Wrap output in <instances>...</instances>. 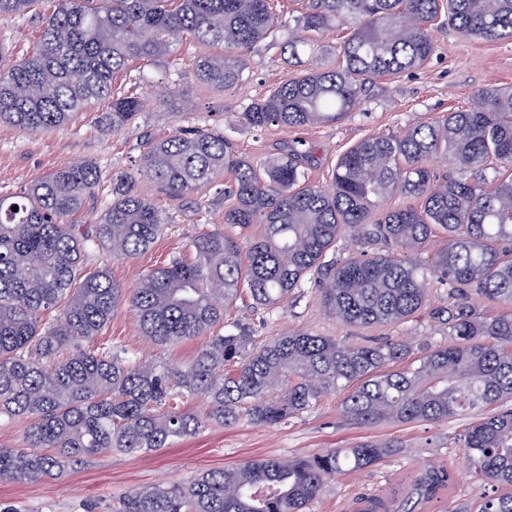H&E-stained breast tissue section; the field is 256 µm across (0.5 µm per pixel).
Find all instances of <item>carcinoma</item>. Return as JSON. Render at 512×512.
<instances>
[{
  "label": "carcinoma",
  "mask_w": 512,
  "mask_h": 512,
  "mask_svg": "<svg viewBox=\"0 0 512 512\" xmlns=\"http://www.w3.org/2000/svg\"><path fill=\"white\" fill-rule=\"evenodd\" d=\"M38 2L0 0V17ZM52 2L53 11L37 16L40 37L30 51L14 60L0 47V124L49 130L106 101L99 123L122 132L141 110L138 97L113 87L130 64L170 58L189 35L220 49L197 58L196 78L228 87L284 27L270 0ZM443 10L465 36L512 41V0H308L284 49L296 60L312 57L311 35L347 21L341 66L308 65L242 118L256 128L343 120L368 84L433 55L431 22ZM439 153L457 175L429 168ZM225 171L233 179L216 190L232 200L224 227L200 229L191 258L174 255L132 287L105 268L82 266L89 244L131 260L170 224L166 210L135 190L131 174L112 173V200L89 231L74 216L106 183L93 161L0 195V420L27 421L26 447L0 448V481L38 483L112 452L148 455L244 416L274 426L344 391L342 413L363 426L478 415L460 435L471 477L492 489L477 512H512V408L486 413L512 400V259L505 249L512 244V89H485L439 121L359 141L339 158L327 187L308 183L296 149L258 166L235 157L224 135L206 125L143 143L140 173L170 198L192 201L205 224L209 210L193 196ZM397 193L419 204L372 222L376 201ZM254 224L261 233L245 242L233 232ZM346 236L380 249L326 262ZM434 238L439 245L426 258L408 256ZM433 282L448 286V305L434 311L446 318L448 342L421 348L417 367L393 368L412 354L403 341L355 346L299 329L258 345L242 318L217 330L244 293L272 312L310 284L344 324H398L424 308ZM475 297L506 310L487 317ZM122 304L158 348L204 342L187 361L95 346ZM198 398L204 405H191ZM404 453L398 441H363L309 457L258 458L187 482L132 488L107 512H307L329 480ZM452 481L447 468L428 467L414 482L417 499Z\"/></svg>",
  "instance_id": "cac0c4a2"
}]
</instances>
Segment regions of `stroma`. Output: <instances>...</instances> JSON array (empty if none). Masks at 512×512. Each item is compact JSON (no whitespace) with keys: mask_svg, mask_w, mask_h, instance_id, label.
<instances>
[{"mask_svg":"<svg viewBox=\"0 0 512 512\" xmlns=\"http://www.w3.org/2000/svg\"><path fill=\"white\" fill-rule=\"evenodd\" d=\"M38 35L32 16L0 17V42L14 56L25 53ZM433 38L435 52L423 65L376 80L343 121L303 131L285 126L255 129L241 117L252 102L302 69L301 64L282 53L279 40H267L252 53L242 81L224 88L194 80V62L204 49L185 41L177 61L162 59L144 66L151 83L149 90L137 87L134 74L116 76L114 87L143 101L137 122L123 132L110 134L98 126V114L107 109L103 102L77 113L67 124L44 132L0 124V193H19L39 177L84 160L97 163L107 175L115 170L136 171L144 137L161 138L178 126L198 122L223 132L235 155L256 164L294 141H304L309 182L328 185L340 156L361 139L433 122L444 113L468 106L483 88L512 87L511 41L462 36L449 28L444 13L434 22ZM136 188L171 216L165 234L150 251L133 260H113L110 253L93 246L88 247L84 259L86 270L109 268L113 279L127 287L170 256L188 254V245L198 229L193 208L167 198L147 176H138ZM445 297V289L431 288L426 307L416 317L394 326L345 325L329 316L310 292L293 296L283 309L267 318L252 313L249 301L240 300L229 307L227 318H250L259 342L293 329H307L356 345L377 339L404 341L417 348L426 342L447 341V326L433 317ZM99 339L175 361L190 359L198 347L197 341L189 340L157 350L142 335L135 314L124 306L118 308ZM340 401V395L328 396L312 411L278 427L256 426L244 420L230 427L212 425L194 438L147 457L104 455L90 465L70 468L55 479L34 484L0 483V502L24 506L28 512H81L86 499L100 500L106 506L131 488L184 482L208 469L262 457L313 456L365 440L393 439L407 446L406 454L337 476L324 486L309 512H355V503L371 497L384 499L390 512H399L413 492L416 475L434 464L447 467L453 481L436 498L420 502L416 512H462L479 499L481 489L469 476L466 451L456 442L465 420L383 423L362 428L342 414Z\"/></svg>","mask_w":512,"mask_h":512,"instance_id":"obj_1","label":"stroma"}]
</instances>
